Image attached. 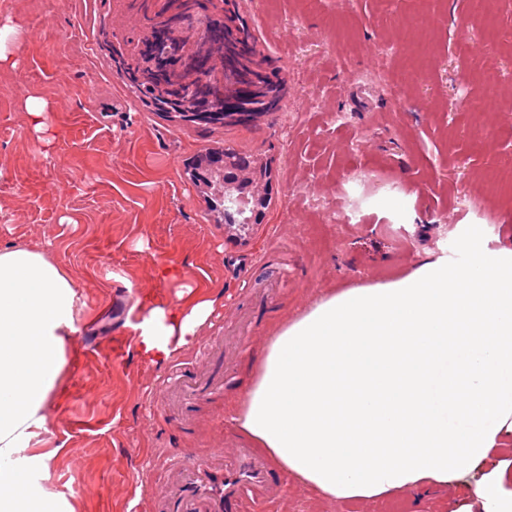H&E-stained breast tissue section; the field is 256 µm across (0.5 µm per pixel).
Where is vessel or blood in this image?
<instances>
[{"mask_svg":"<svg viewBox=\"0 0 512 512\" xmlns=\"http://www.w3.org/2000/svg\"><path fill=\"white\" fill-rule=\"evenodd\" d=\"M178 386L172 401L183 422H191L197 401L224 380L223 367L199 379L189 367L175 373ZM284 494L280 472L267 458L249 447L233 455L214 450L199 456L187 449L173 474L170 489L157 512H265Z\"/></svg>","mask_w":512,"mask_h":512,"instance_id":"1","label":"vessel or blood"}]
</instances>
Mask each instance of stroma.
<instances>
[{"instance_id":"stroma-1","label":"stroma","mask_w":512,"mask_h":512,"mask_svg":"<svg viewBox=\"0 0 512 512\" xmlns=\"http://www.w3.org/2000/svg\"><path fill=\"white\" fill-rule=\"evenodd\" d=\"M257 49L285 80L278 111L199 127L151 112L112 68L104 32L135 28L103 0H0L21 11L18 66L0 77V245H41L72 275L95 323L67 347L49 410L59 451L41 484L78 512H152L182 450L235 448L228 425L280 326L332 289L403 276L427 255L460 262L476 235L512 247V0H238ZM43 99L48 140L24 99ZM234 148L270 165L262 223L224 224L186 166ZM181 269L214 313L174 361L151 362L124 321L134 303H174ZM222 391L192 434L171 417L174 362ZM458 482L384 504L339 501L287 481L282 512H456Z\"/></svg>"}]
</instances>
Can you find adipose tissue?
<instances>
[{"instance_id": "ef3b65f1", "label": "adipose tissue", "mask_w": 512, "mask_h": 512, "mask_svg": "<svg viewBox=\"0 0 512 512\" xmlns=\"http://www.w3.org/2000/svg\"><path fill=\"white\" fill-rule=\"evenodd\" d=\"M418 262L383 283L321 295L264 348L225 419L323 503L380 501L471 479L457 512H512V248ZM214 299L198 284L134 323L162 363L190 347ZM80 296L35 244L0 247V512H76L37 480Z\"/></svg>"}]
</instances>
